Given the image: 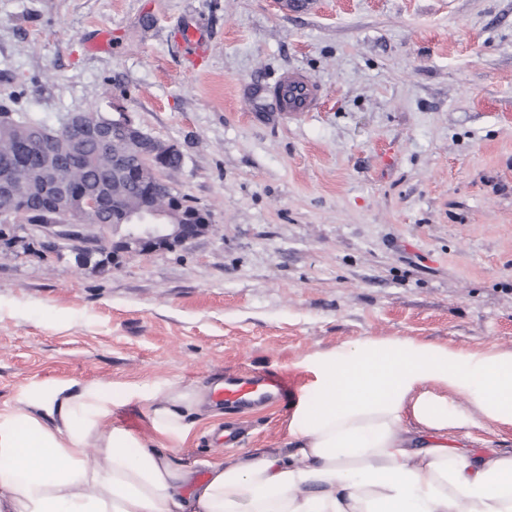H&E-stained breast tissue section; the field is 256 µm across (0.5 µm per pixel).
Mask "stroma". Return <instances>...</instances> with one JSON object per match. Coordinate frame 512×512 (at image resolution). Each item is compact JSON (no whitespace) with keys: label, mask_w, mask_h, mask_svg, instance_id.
Masks as SVG:
<instances>
[{"label":"stroma","mask_w":512,"mask_h":512,"mask_svg":"<svg viewBox=\"0 0 512 512\" xmlns=\"http://www.w3.org/2000/svg\"><path fill=\"white\" fill-rule=\"evenodd\" d=\"M208 42L199 61L179 32ZM111 51L90 50L101 31ZM324 102L282 111L274 80ZM132 115L178 145L166 181L211 212L191 245L118 269L0 253V412L45 382L99 383L112 424L156 441L129 386L205 394L174 448L286 450L301 362L366 336L512 350V0H0V105ZM285 374L287 401L227 406L229 378ZM237 427L213 442L214 422ZM273 88L274 92H279L285 112H312L321 97L319 85L300 72L284 76Z\"/></svg>","instance_id":"obj_1"}]
</instances>
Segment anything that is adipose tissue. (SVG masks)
Returning a JSON list of instances; mask_svg holds the SVG:
<instances>
[{
	"label": "adipose tissue",
	"mask_w": 512,
	"mask_h": 512,
	"mask_svg": "<svg viewBox=\"0 0 512 512\" xmlns=\"http://www.w3.org/2000/svg\"><path fill=\"white\" fill-rule=\"evenodd\" d=\"M288 450L217 461L192 483L172 454L112 424L101 385L50 383L0 412V512H512V351L462 352L368 336L305 358ZM158 437L189 435L196 401L175 382L127 390ZM98 460L89 463V449Z\"/></svg>",
	"instance_id": "ef3b65f1"
}]
</instances>
